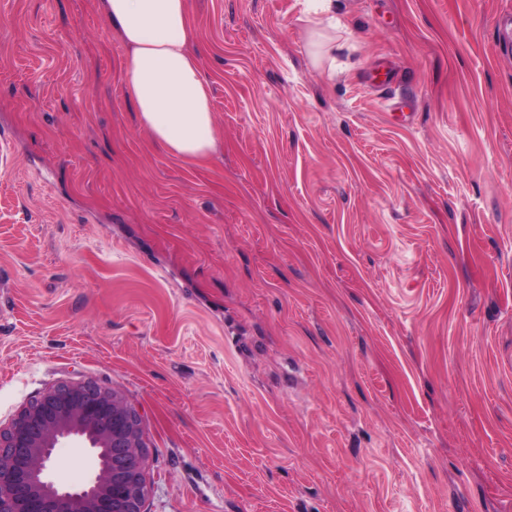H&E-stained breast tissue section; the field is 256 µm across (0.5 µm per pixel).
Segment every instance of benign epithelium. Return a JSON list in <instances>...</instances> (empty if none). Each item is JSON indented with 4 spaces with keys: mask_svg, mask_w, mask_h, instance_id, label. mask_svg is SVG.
<instances>
[{
    "mask_svg": "<svg viewBox=\"0 0 512 512\" xmlns=\"http://www.w3.org/2000/svg\"><path fill=\"white\" fill-rule=\"evenodd\" d=\"M72 439L91 449L95 468L82 486L50 478L53 453ZM148 452L141 417L114 390L61 382L0 428V512H143Z\"/></svg>",
    "mask_w": 512,
    "mask_h": 512,
    "instance_id": "obj_1",
    "label": "benign epithelium"
}]
</instances>
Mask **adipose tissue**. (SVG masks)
Returning a JSON list of instances; mask_svg holds the SVG:
<instances>
[{
  "label": "adipose tissue",
  "instance_id": "adipose-tissue-1",
  "mask_svg": "<svg viewBox=\"0 0 512 512\" xmlns=\"http://www.w3.org/2000/svg\"><path fill=\"white\" fill-rule=\"evenodd\" d=\"M101 6L126 48L122 70L141 129L173 158L213 155V103L188 0H101Z\"/></svg>",
  "mask_w": 512,
  "mask_h": 512
}]
</instances>
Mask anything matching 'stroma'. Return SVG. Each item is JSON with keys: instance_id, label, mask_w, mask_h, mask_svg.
<instances>
[{"instance_id": "35a3bbf8", "label": "stroma", "mask_w": 512, "mask_h": 512, "mask_svg": "<svg viewBox=\"0 0 512 512\" xmlns=\"http://www.w3.org/2000/svg\"><path fill=\"white\" fill-rule=\"evenodd\" d=\"M335 2L190 0L183 162L99 0H0V426L117 391L144 512H512V0ZM333 0H319L314 9V15L308 17V22L311 27L309 29V36L314 39L318 35L319 29L329 27L336 30V27L343 26L342 19L336 16V9H334Z\"/></svg>"}]
</instances>
